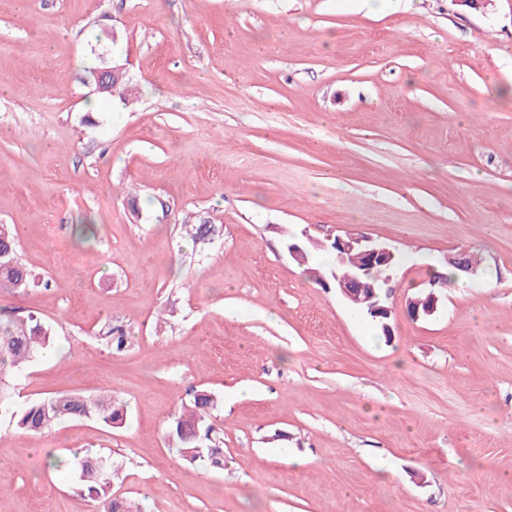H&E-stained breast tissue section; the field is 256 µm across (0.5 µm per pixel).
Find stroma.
Listing matches in <instances>:
<instances>
[{
	"mask_svg": "<svg viewBox=\"0 0 512 512\" xmlns=\"http://www.w3.org/2000/svg\"><path fill=\"white\" fill-rule=\"evenodd\" d=\"M106 60L129 105L97 93ZM0 224L37 281L0 320L55 335L12 404L127 406L1 418L0 512H89L47 466L77 449L144 512H512V0H0ZM304 231L400 253L391 338L316 281L332 256L289 258ZM462 249L473 273L412 319ZM199 389L220 470L167 436ZM453 281L448 278V281L440 280L437 283H433L428 288L426 292V297L423 301V304L418 300H410L407 304V312L410 317L414 319L426 318L433 315L437 309V303L439 301V296L436 288H448V285ZM53 338L49 325L32 315L0 326V413L9 417L17 430L42 434L68 419H95L108 427L123 423L125 404L112 394L84 396L57 394L30 402L20 410L13 407L2 388L9 370L22 371L47 348Z\"/></svg>",
	"mask_w": 512,
	"mask_h": 512,
	"instance_id": "35a3bbf8",
	"label": "stroma"
}]
</instances>
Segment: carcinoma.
<instances>
[{
    "label": "carcinoma",
    "instance_id": "1",
    "mask_svg": "<svg viewBox=\"0 0 512 512\" xmlns=\"http://www.w3.org/2000/svg\"><path fill=\"white\" fill-rule=\"evenodd\" d=\"M389 272L377 266L360 280L352 304L365 315L374 305L373 289L379 287ZM34 284V278L17 258L15 229L0 224V286L25 290ZM53 338L51 328L30 315L0 326V379L10 370L22 371L47 348ZM217 408L214 395L205 390L190 394L181 414L174 417L169 437L176 441L183 457L204 465L224 466V448L212 438L211 418ZM0 413L9 417L17 430L27 434H42L68 419H95L108 427L123 423L126 407L118 398L103 394H57L30 402L20 410L13 407L9 395L0 387ZM83 490L90 500L92 512H135L125 498L111 493L112 483L118 476L117 466L101 457H84L78 464Z\"/></svg>",
    "mask_w": 512,
    "mask_h": 512
}]
</instances>
